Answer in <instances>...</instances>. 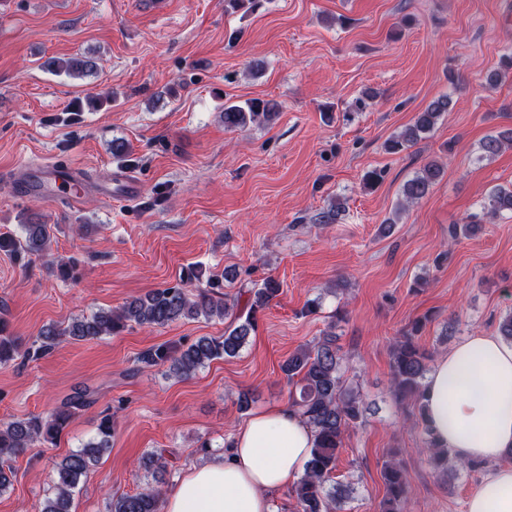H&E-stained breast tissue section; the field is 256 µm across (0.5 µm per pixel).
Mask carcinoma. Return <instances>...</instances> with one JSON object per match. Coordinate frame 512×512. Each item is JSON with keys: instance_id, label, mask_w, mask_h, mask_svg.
<instances>
[{"instance_id": "1", "label": "carcinoma", "mask_w": 512, "mask_h": 512, "mask_svg": "<svg viewBox=\"0 0 512 512\" xmlns=\"http://www.w3.org/2000/svg\"><path fill=\"white\" fill-rule=\"evenodd\" d=\"M260 0H224V13L239 10L254 12ZM51 71L68 77L88 76L95 70L92 59L75 56L67 60L48 62ZM111 102L101 95H88L73 102L70 111L81 112L84 108L98 110ZM451 100L443 95L433 100L417 113L411 125L387 140L385 150L398 154L414 145L422 135L431 132L440 117L448 111ZM276 114L275 107L261 100H251L245 105L224 106V128L243 131L253 125H262ZM512 145V131L507 130L487 136L482 150L492 156L504 147ZM443 166L436 160L427 162L416 175L407 180L402 188L406 202L414 203L424 198L439 180ZM512 213V188L499 186L492 190L482 215L470 217L466 224H453L450 236H468L477 232L487 218ZM51 225L29 222L22 225V236L0 234V252H7L24 259L39 256L46 251L50 241ZM200 280L196 273L188 280L165 288H157L142 297L132 298L123 305L109 310H98L73 320L65 327L48 325L39 333L41 346L36 352H45L61 340L75 341L99 339L118 333L131 324L138 326H166L182 318L217 316L225 318L233 314L235 304L229 303L226 294L216 291L220 284L207 280L195 292L188 291V281ZM281 285L273 277L263 279L254 292V300L245 313L235 316L238 324L226 328L220 337H200L184 350L158 348L143 354L142 361L150 364H169L168 372L176 377H189L198 369L216 359L235 357L255 331L257 314L279 294ZM432 316L425 314L414 319L399 334L392 346L391 375L393 393L397 400L407 398L419 402L418 414L424 422L428 436L427 448L430 463L436 469H448L451 454L441 448L427 425L425 411V377L428 372V352L418 343ZM20 344L8 333V323L0 319V364H6L19 352ZM343 356L336 345V334H325L312 349L297 351L288 357L282 370L288 382L295 385L291 395L292 407L306 418L313 432V448L305 464L304 474L294 486L297 512H346L350 496L328 487L336 468V453L349 429L364 422L365 409L352 390L344 386ZM90 402L89 393L79 390L66 398L47 417L14 419L0 423V494L12 485L14 470L9 460L24 453L35 442L53 441L67 427L76 411ZM112 416L107 415L98 426V438L83 444L63 457L53 467V477L48 492L40 502L38 512H72V496L81 479L86 477L110 448ZM383 479L386 494L380 503V512H402L409 495V483L400 464L389 460L384 464ZM163 489L151 487L135 494H124L108 503V512H162Z\"/></svg>"}]
</instances>
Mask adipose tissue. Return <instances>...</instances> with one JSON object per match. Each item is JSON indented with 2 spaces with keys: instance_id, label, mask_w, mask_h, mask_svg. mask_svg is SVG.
<instances>
[{
  "instance_id": "adipose-tissue-1",
  "label": "adipose tissue",
  "mask_w": 512,
  "mask_h": 512,
  "mask_svg": "<svg viewBox=\"0 0 512 512\" xmlns=\"http://www.w3.org/2000/svg\"><path fill=\"white\" fill-rule=\"evenodd\" d=\"M425 404L438 445L456 459L512 453V344L493 336L461 340L431 370ZM312 445L297 409H259L236 429L230 448L188 470L166 512H273L274 494L298 479ZM466 512H512V465L482 480Z\"/></svg>"
}]
</instances>
